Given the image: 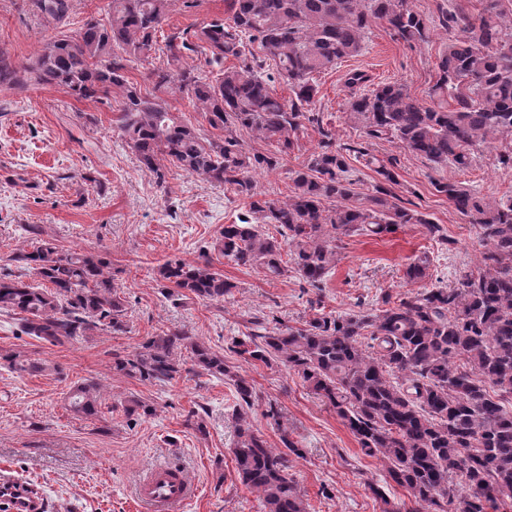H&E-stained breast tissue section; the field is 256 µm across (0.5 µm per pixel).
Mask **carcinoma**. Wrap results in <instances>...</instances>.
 <instances>
[{
	"label": "carcinoma",
	"instance_id": "obj_1",
	"mask_svg": "<svg viewBox=\"0 0 512 512\" xmlns=\"http://www.w3.org/2000/svg\"><path fill=\"white\" fill-rule=\"evenodd\" d=\"M38 10L64 17L69 0H35ZM170 0H110L102 19L86 21L76 38H54L23 70L0 55V83L29 80L53 83L78 98L121 93L118 128L141 165L164 181V156L190 174L228 185L249 199L254 218L226 224L217 249L240 266L281 275L282 245L294 256V270L318 286L336 260V241L378 236L404 224L440 232L418 211L388 200L376 188L370 205L348 204L353 182L342 149L327 138L296 172L286 199L256 198L251 170L273 167L294 147L300 120L321 124L301 108L318 92L313 74L327 71L358 53L374 20H382L403 40L423 41L427 26L406 0H227L230 23L215 21L165 38L157 32ZM504 0H484L475 19L451 16L455 30L438 63L434 107L416 102L407 87L383 84L349 102L350 117L370 141H399L434 164L467 167L471 148L498 137L512 138V31L502 23ZM258 42L275 62L294 98L284 101L272 77L247 62L224 67L242 55L243 40ZM160 52L167 68L151 72L154 90L172 86L191 96L213 129L240 125L275 145L271 155H255L233 137H205L178 121L155 94H144L129 80L132 64ZM205 58L209 70L187 68L189 54ZM455 209L479 228L484 251L477 270L459 286L410 292L376 313L315 317L304 328L273 329L233 340V351L294 371L318 399L336 410L358 440L361 451L380 459L389 478L405 488L418 508L413 512H487L512 500V199L496 200L453 183L436 184ZM342 204L324 207V201ZM276 224L281 239L259 231L256 222ZM52 289L20 277L0 278V311L19 316V332L63 344L93 328L122 332L125 307L104 276V262L88 255L61 254L41 244L19 256ZM430 258L411 262L405 277L427 276ZM160 279L201 300L219 301L233 284L212 268L211 260L191 265L163 263ZM190 353L180 360L181 350ZM11 369L37 372L40 366L3 355ZM200 368L229 376L224 357L211 352L185 330L166 331L145 341L131 358H116V369L141 380L166 384L184 371ZM98 384L86 380L72 393L75 411L98 413ZM235 468L241 483L258 493L267 512H306L285 457L267 446L247 415L234 409Z\"/></svg>",
	"mask_w": 512,
	"mask_h": 512
}]
</instances>
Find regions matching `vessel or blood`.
I'll list each match as a JSON object with an SVG mask.
<instances>
[{
    "label": "vessel or blood",
    "instance_id": "obj_1",
    "mask_svg": "<svg viewBox=\"0 0 512 512\" xmlns=\"http://www.w3.org/2000/svg\"><path fill=\"white\" fill-rule=\"evenodd\" d=\"M197 492L195 481L169 464L153 467L136 487V496L147 512H179ZM0 503L7 505L9 512H45L41 494L26 482L4 475L0 476Z\"/></svg>",
    "mask_w": 512,
    "mask_h": 512
}]
</instances>
